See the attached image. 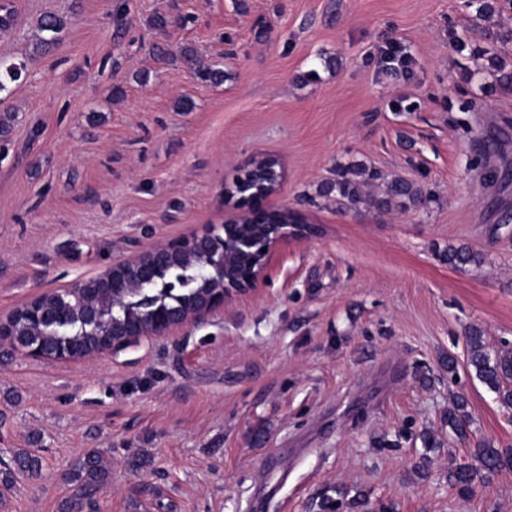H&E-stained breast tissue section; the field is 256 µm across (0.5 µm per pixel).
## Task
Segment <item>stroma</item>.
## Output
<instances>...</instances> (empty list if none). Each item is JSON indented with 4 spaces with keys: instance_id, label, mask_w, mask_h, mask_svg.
Instances as JSON below:
<instances>
[{
    "instance_id": "stroma-1",
    "label": "stroma",
    "mask_w": 512,
    "mask_h": 512,
    "mask_svg": "<svg viewBox=\"0 0 512 512\" xmlns=\"http://www.w3.org/2000/svg\"><path fill=\"white\" fill-rule=\"evenodd\" d=\"M491 2L480 16L469 0H249L245 13L235 0H8L2 57L25 59L43 15L72 22L0 103L16 115L0 139V320L221 224L225 182L256 156L282 164L273 205L321 234L288 243L259 295L202 326L69 363L0 345V449L36 442L47 458L0 512H59L90 448L111 469L99 512H318L324 490L339 512H359L360 495L385 512H512V470L468 498L448 487L472 442L512 448V409L466 365L468 326L512 348V225H498L512 182L482 183L480 143L456 126L498 138L488 164L512 168V0ZM157 14L168 29L150 27ZM393 41L412 62L381 70ZM155 43L228 77L201 82ZM183 97L192 111H177ZM353 164L424 183L430 200L308 203ZM450 244L483 266H448ZM454 394L473 418L464 441L442 422Z\"/></svg>"
}]
</instances>
